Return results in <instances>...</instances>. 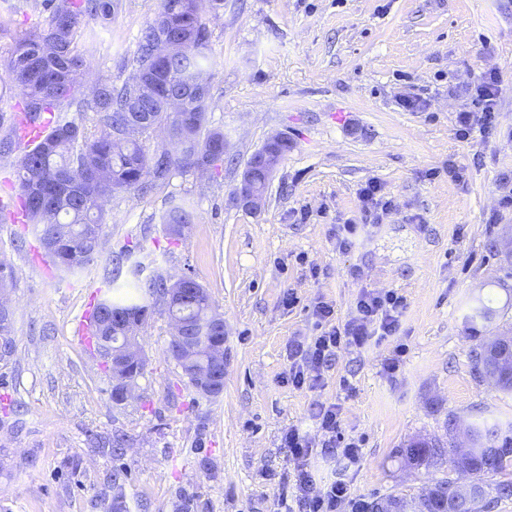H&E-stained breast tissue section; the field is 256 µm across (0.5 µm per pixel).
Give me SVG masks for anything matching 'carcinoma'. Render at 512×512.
Returning <instances> with one entry per match:
<instances>
[{"label": "carcinoma", "mask_w": 512, "mask_h": 512, "mask_svg": "<svg viewBox=\"0 0 512 512\" xmlns=\"http://www.w3.org/2000/svg\"><path fill=\"white\" fill-rule=\"evenodd\" d=\"M49 12L45 20L14 33L4 54V78L0 85L21 93L20 112L27 121L49 119L52 131L34 146H24L15 164L23 224L31 227L47 257L59 270L77 274L92 264L101 251L105 236L103 201L116 189L139 192L146 179L166 178L173 170L196 171L203 166L215 173L224 165V133L207 125L211 105L213 63L210 23L224 11V0H160L154 18L141 33L132 58L133 74L120 85L110 81L88 86L91 60L79 48L83 40L93 41L86 32L89 20L112 22L122 8V0H42ZM168 35L173 48L160 53L156 34ZM92 112V125L67 119L70 111ZM122 122L137 128L131 136L115 137L112 126ZM167 130L162 147L149 151L144 139ZM194 214L176 204L164 217L167 231L178 236L181 224H191ZM167 278L156 274L134 284L133 291L112 296L107 289L89 316L91 347L104 358V370L112 375L108 355L120 349L122 331L113 324L118 315L132 313L144 320L153 314L152 301L166 287ZM212 307L201 285L189 289V297L179 306L187 324L188 337L172 339L168 352L176 348L188 352L177 362L188 386L193 375L211 364L210 349L224 334L210 326ZM497 310L478 297L468 321L491 323ZM475 373L493 378L497 390L512 393V365L502 364L484 353V343L471 352ZM456 420H448V447L423 439L409 441L405 457L415 465L430 464L444 455L453 464L465 460V470L451 468L454 476L435 481L413 499L390 494L373 500L367 512L389 503L396 512H446L462 487L467 498L455 503L458 512H489L484 480L506 472L512 466V428L482 418L468 423L469 446L460 448L454 440ZM89 441L100 451L118 460L128 437L114 433L103 437L87 431ZM128 471L113 465L108 478L111 491L106 512H128L126 485Z\"/></svg>", "instance_id": "obj_1"}]
</instances>
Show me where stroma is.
Listing matches in <instances>:
<instances>
[{"label": "stroma", "mask_w": 512, "mask_h": 512, "mask_svg": "<svg viewBox=\"0 0 512 512\" xmlns=\"http://www.w3.org/2000/svg\"><path fill=\"white\" fill-rule=\"evenodd\" d=\"M158 2L123 0L112 24L89 23L91 81L131 75ZM210 28L208 121L229 146L218 175L176 170L148 193L114 192L100 255L75 276L39 262L35 239L0 222L16 344L0 386V512H104L112 461L91 447L90 429L130 438L129 512H175L181 488L196 493L195 512H283L296 495L288 429L313 443L316 488L345 481L362 505L415 497L448 474L447 459L412 468L398 450L415 437L447 443L449 416L512 421V395L473 371L478 339L464 320L489 293L494 331L512 332V261L489 248L512 238L502 202L512 195V0H224ZM490 72L494 126L461 139L459 117L479 115L472 87ZM274 136L292 148L254 212L236 190ZM371 181L393 207L337 249L336 227L360 219ZM178 203L195 221L174 239L163 217ZM157 272L192 276L223 316L224 390L206 397L187 385L159 305L139 338L145 374L118 406L79 326L106 288ZM364 289L406 298L397 332L340 352L317 385L293 387L288 347L317 334L315 304L332 305L342 324ZM321 403L340 408L341 435L362 449L356 465L323 449L312 418Z\"/></svg>", "instance_id": "1"}]
</instances>
